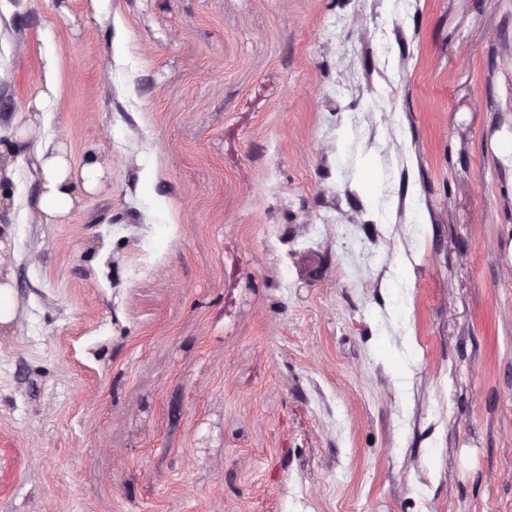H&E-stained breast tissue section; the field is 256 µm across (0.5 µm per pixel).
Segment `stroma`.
<instances>
[{
  "mask_svg": "<svg viewBox=\"0 0 512 512\" xmlns=\"http://www.w3.org/2000/svg\"><path fill=\"white\" fill-rule=\"evenodd\" d=\"M49 53L108 176L0 171V512H512V0H28L0 137ZM64 140L61 134L56 150L48 156L42 155L43 190L48 205L45 213L52 219L75 209L80 201V190L89 189L102 175L100 163L93 158L80 167H74Z\"/></svg>",
  "mask_w": 512,
  "mask_h": 512,
  "instance_id": "obj_1",
  "label": "stroma"
}]
</instances>
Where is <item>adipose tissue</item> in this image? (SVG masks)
<instances>
[{
	"instance_id": "adipose-tissue-1",
	"label": "adipose tissue",
	"mask_w": 512,
	"mask_h": 512,
	"mask_svg": "<svg viewBox=\"0 0 512 512\" xmlns=\"http://www.w3.org/2000/svg\"><path fill=\"white\" fill-rule=\"evenodd\" d=\"M43 190L47 201L46 214L57 218L75 209L80 190L90 188L102 175L99 162L89 159L84 165L73 166L65 145L42 159Z\"/></svg>"
}]
</instances>
